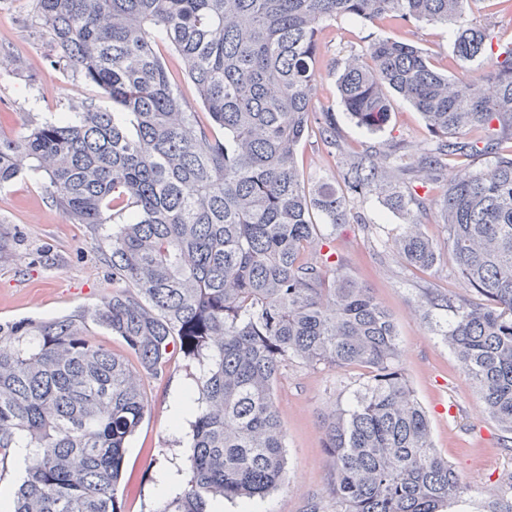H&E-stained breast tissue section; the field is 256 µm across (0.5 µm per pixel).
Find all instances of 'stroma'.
<instances>
[{
    "mask_svg": "<svg viewBox=\"0 0 512 512\" xmlns=\"http://www.w3.org/2000/svg\"><path fill=\"white\" fill-rule=\"evenodd\" d=\"M35 0H0V134L17 138L30 125L57 118L73 106H106L98 88L77 70L49 64L55 48L34 21ZM393 38L428 50L448 75L468 81L473 64L453 54L454 31L441 24L403 27L387 22L362 25L347 19L325 24L317 65L320 79L315 106L332 110L345 153L392 146L414 149L429 140L421 115L395 101L389 123L372 132L358 127L344 109L332 68L337 58L361 50L368 40ZM365 224L336 227L333 245L350 277L367 284L391 312L399 335L405 372L416 396L429 412L436 448L475 489L497 483L512 465V453L498 445L499 432L487 419L475 392L457 368L448 348L435 336L431 319L418 303L421 289L464 294L449 253L428 270L402 266L379 247L398 233L400 213L377 195L356 206ZM111 225L90 229L70 224L53 206L44 179L30 170L0 187V324L23 318L47 320L79 308H93L112 292L106 236ZM199 367L174 352L160 377L144 376L151 411L126 448L125 476L119 490L123 512H155L160 469L186 467V428L168 415V396L178 386L194 388ZM360 372L286 367L277 386V404L287 434L288 485L253 499L255 512H307L312 500L330 502L331 458L324 446L321 421L359 382Z\"/></svg>",
    "mask_w": 512,
    "mask_h": 512,
    "instance_id": "35a3bbf8",
    "label": "stroma"
}]
</instances>
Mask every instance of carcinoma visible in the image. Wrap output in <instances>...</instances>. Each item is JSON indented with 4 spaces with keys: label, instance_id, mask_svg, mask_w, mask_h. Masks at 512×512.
Wrapping results in <instances>:
<instances>
[{
    "label": "carcinoma",
    "instance_id": "cac0c4a2",
    "mask_svg": "<svg viewBox=\"0 0 512 512\" xmlns=\"http://www.w3.org/2000/svg\"><path fill=\"white\" fill-rule=\"evenodd\" d=\"M471 0H36L56 47L116 111L74 106L0 135V185L32 160L71 224L118 225L109 242L112 294L52 321L0 324V464L31 449L10 512H121L128 439L150 411L142 378L179 345L201 375L190 421L189 478L155 512H211L217 501L263 497L284 485L286 431L275 399L285 366L367 371L325 417L332 508L311 512H446L475 489L434 446L426 408L402 366L389 310L332 259L336 225L377 192L405 218L381 242L408 268L440 260L421 230L426 211L400 181L442 182L435 223L467 289L421 293L452 313L439 333L485 414L512 447V43L493 49ZM453 27V52L485 71L469 85L426 50L372 39L337 62L340 98L355 122L382 129L393 100L422 116L432 141L339 158V186L310 184L297 162L313 133L341 151L333 113L314 105L323 25ZM182 60L202 112L178 97L158 47ZM495 150L488 167L448 174L452 157ZM323 223H317V219ZM119 337L118 355L89 337ZM482 512H512V471Z\"/></svg>",
    "mask_w": 512,
    "mask_h": 512
}]
</instances>
